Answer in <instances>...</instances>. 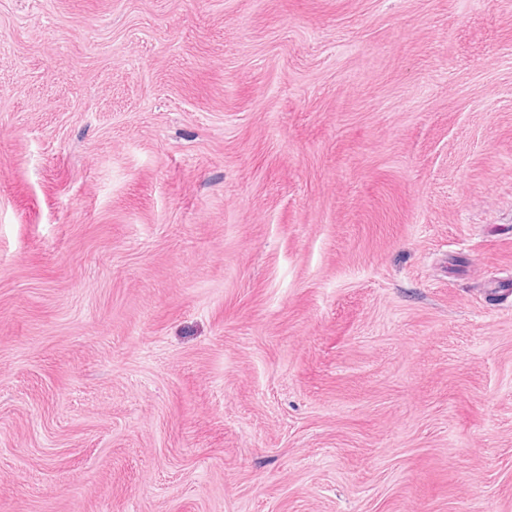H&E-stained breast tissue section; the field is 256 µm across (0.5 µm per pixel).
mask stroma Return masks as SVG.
<instances>
[{"mask_svg": "<svg viewBox=\"0 0 512 512\" xmlns=\"http://www.w3.org/2000/svg\"><path fill=\"white\" fill-rule=\"evenodd\" d=\"M512 0H0V512H512Z\"/></svg>", "mask_w": 512, "mask_h": 512, "instance_id": "35a3bbf8", "label": "stroma"}]
</instances>
